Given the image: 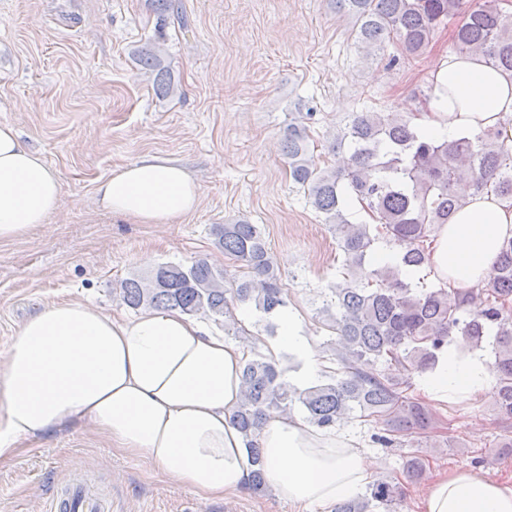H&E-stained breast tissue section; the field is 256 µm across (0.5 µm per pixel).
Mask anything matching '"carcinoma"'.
Returning <instances> with one entry per match:
<instances>
[{
	"label": "carcinoma",
	"mask_w": 512,
	"mask_h": 512,
	"mask_svg": "<svg viewBox=\"0 0 512 512\" xmlns=\"http://www.w3.org/2000/svg\"><path fill=\"white\" fill-rule=\"evenodd\" d=\"M501 2L477 0L464 12L461 0H336V8L356 19L357 42L367 55H377L387 42L400 44L402 55L389 57L390 68L422 54L440 26L459 15L456 51L479 55L512 76V14L503 11ZM511 123L512 115L506 114L474 138L448 141L419 135L408 119L354 112L330 143L336 156L331 168L317 166L310 155L304 116L288 124L282 151L290 175L307 189L341 251L336 283L328 288L329 300L321 310L326 327L336 334V368L325 372L326 382L299 390L288 384L280 362L259 355L243 359L241 396L231 421L245 437L255 466L253 490L267 488L256 437L274 411L288 415L299 404L306 421L322 428L372 417L385 423V434L376 442L386 447L436 429L433 409L406 391L410 375L433 368L437 352L459 336L472 348L491 347L499 447L512 454V238L501 244L487 288L458 291L414 283L426 265L425 243L434 228L465 205L455 190L458 183L467 182L475 195L490 192L512 199V147L502 133ZM347 195L373 224L348 218ZM213 235L217 247L243 270L231 287H225L224 273L204 259L189 266L163 263L120 280L122 301L134 310L203 314L244 342L251 334L233 308L248 305L262 315L267 334L276 335L275 318L288 307V291L262 228L242 218L214 225ZM381 238L393 248L401 243L405 248L397 263L367 272L365 263ZM425 469L422 457L404 456L405 477L418 479ZM398 498V482L386 477L370 484L363 496L338 503L336 512H395Z\"/></svg>",
	"instance_id": "obj_1"
}]
</instances>
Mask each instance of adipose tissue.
<instances>
[{"label":"adipose tissue","instance_id":"1","mask_svg":"<svg viewBox=\"0 0 512 512\" xmlns=\"http://www.w3.org/2000/svg\"><path fill=\"white\" fill-rule=\"evenodd\" d=\"M432 92L412 123L426 137L474 136L512 114V79L481 57L459 54L437 66ZM96 195L102 209L135 224H169L192 214L202 188L177 160L146 155L113 170ZM61 203L56 172L0 124V242L49 223ZM512 238V201L473 196L432 235L431 286L478 288L493 275L500 243ZM270 356L293 355L287 374L305 388L321 375L320 355L297 315L283 311ZM242 352L176 310L125 318L62 300L31 316L0 363V459L19 440L52 436L86 424L122 454L149 463L205 499L246 491L252 465L230 415L239 399ZM496 370L482 350L462 341L443 347L416 385L426 400L477 401ZM267 480L305 512L356 496L374 462L342 428L270 416L256 437ZM418 512H512V485L470 468L434 478Z\"/></svg>","mask_w":512,"mask_h":512}]
</instances>
